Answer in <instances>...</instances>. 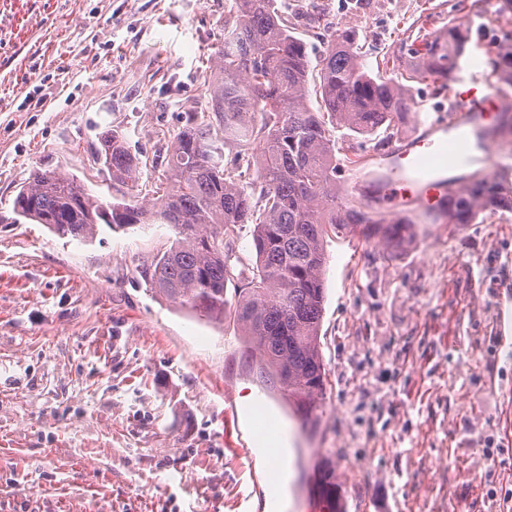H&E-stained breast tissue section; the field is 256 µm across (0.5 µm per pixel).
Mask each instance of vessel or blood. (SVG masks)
I'll return each instance as SVG.
<instances>
[{"label": "vessel or blood", "mask_w": 512, "mask_h": 512, "mask_svg": "<svg viewBox=\"0 0 512 512\" xmlns=\"http://www.w3.org/2000/svg\"><path fill=\"white\" fill-rule=\"evenodd\" d=\"M448 94L456 106L447 123L420 122L419 133L403 140L388 158L376 186L377 210L402 217L441 211L448 201V184L434 176V169L452 155L463 166L487 163L488 145L463 151L458 138L474 125L491 124L500 114L502 103L491 76L481 72L457 76Z\"/></svg>", "instance_id": "obj_1"}]
</instances>
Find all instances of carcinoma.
<instances>
[{
    "label": "carcinoma",
    "instance_id": "cac0c4a2",
    "mask_svg": "<svg viewBox=\"0 0 512 512\" xmlns=\"http://www.w3.org/2000/svg\"><path fill=\"white\" fill-rule=\"evenodd\" d=\"M437 15H420L398 51L374 56L353 31L331 35L311 67L307 45L288 25L277 0H224V46L208 105H190L182 127L155 161L164 167L154 197L130 193L140 161L117 130L101 135L96 160L112 188L129 190L114 201L89 194L73 175L55 168L31 171L13 202L14 214L45 225L60 238L90 242L98 225L111 230L168 224L171 244L144 261L140 273L150 289L175 305L224 319L233 312L251 353L288 390L302 426L317 424L325 372L318 335L324 301V239L354 236L399 250L414 220L385 221L372 205L343 201L336 187L340 162L366 163L336 130L386 136L380 151L408 125L413 98L408 83L448 89L470 37L468 22L436 27ZM493 73L512 88V47L497 54ZM314 85L317 108L308 103ZM512 136V106L478 141ZM234 150L227 163L218 143ZM456 189L441 211L450 224H472L486 214L512 212V179L478 175L452 179ZM253 225L256 264L237 266V229ZM246 282L233 300L230 280ZM316 490L344 512L330 474Z\"/></svg>",
    "mask_w": 512,
    "mask_h": 512
}]
</instances>
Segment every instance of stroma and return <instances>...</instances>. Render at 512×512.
<instances>
[{"label": "stroma", "mask_w": 512, "mask_h": 512, "mask_svg": "<svg viewBox=\"0 0 512 512\" xmlns=\"http://www.w3.org/2000/svg\"><path fill=\"white\" fill-rule=\"evenodd\" d=\"M288 0L303 29L397 48L423 9L469 20L464 61L491 71L512 18L481 0ZM224 0H0V512H265L244 503L239 433L283 430L284 512H310L315 465L345 512H512V212L416 224L404 249L325 244L318 338L326 389L302 429L232 315L149 291L139 268L173 230L101 229L92 243L16 221L35 167L111 199L100 135L121 132L152 192L186 100L207 105ZM232 393L239 416L224 415Z\"/></svg>", "instance_id": "1"}]
</instances>
